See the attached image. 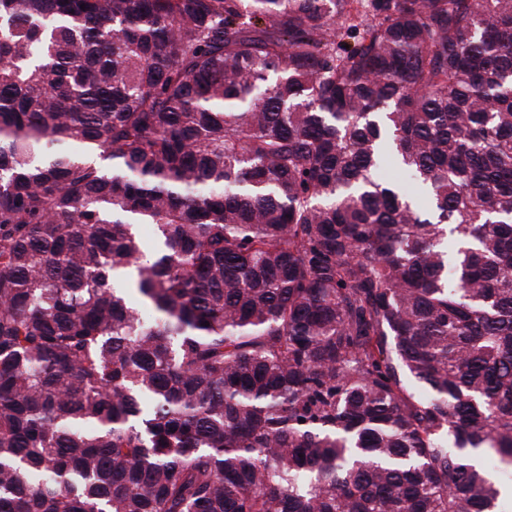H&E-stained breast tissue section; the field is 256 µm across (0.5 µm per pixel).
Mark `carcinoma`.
I'll list each match as a JSON object with an SVG mask.
<instances>
[{"mask_svg": "<svg viewBox=\"0 0 512 512\" xmlns=\"http://www.w3.org/2000/svg\"><path fill=\"white\" fill-rule=\"evenodd\" d=\"M501 472L512 0H0V512H503Z\"/></svg>", "mask_w": 512, "mask_h": 512, "instance_id": "carcinoma-1", "label": "carcinoma"}]
</instances>
